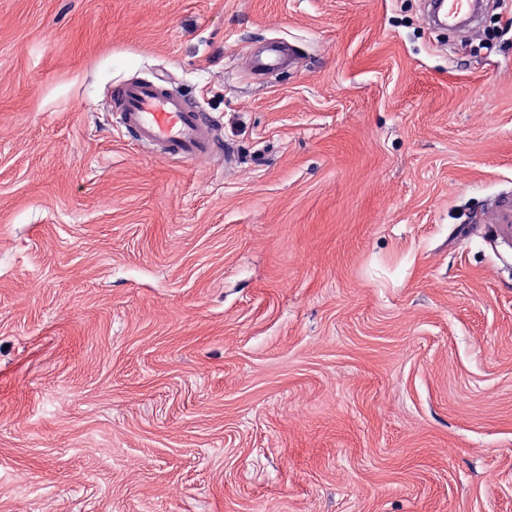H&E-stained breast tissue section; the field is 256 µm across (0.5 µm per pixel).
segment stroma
I'll return each instance as SVG.
<instances>
[{
    "instance_id": "obj_1",
    "label": "stroma",
    "mask_w": 512,
    "mask_h": 512,
    "mask_svg": "<svg viewBox=\"0 0 512 512\" xmlns=\"http://www.w3.org/2000/svg\"><path fill=\"white\" fill-rule=\"evenodd\" d=\"M504 196L512 0H0V512H512ZM477 0H439L434 2V11L440 23L455 26L478 12ZM284 60V48L280 44H273L267 49L266 53L254 56L251 59V67L255 72H271L279 69L284 64ZM163 76L113 84L109 93L114 125L160 158L210 161L216 155V121L190 103Z\"/></svg>"
}]
</instances>
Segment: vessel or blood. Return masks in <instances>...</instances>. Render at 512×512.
Instances as JSON below:
<instances>
[{
	"mask_svg": "<svg viewBox=\"0 0 512 512\" xmlns=\"http://www.w3.org/2000/svg\"><path fill=\"white\" fill-rule=\"evenodd\" d=\"M434 11L440 23L454 26L476 15L478 0H436ZM284 60L283 47L274 44L254 56L251 67L271 72ZM109 97L115 126L148 152L191 162L215 157L214 117L173 90L166 77L121 81L113 84Z\"/></svg>",
	"mask_w": 512,
	"mask_h": 512,
	"instance_id": "vessel-or-blood-1",
	"label": "vessel or blood"
}]
</instances>
